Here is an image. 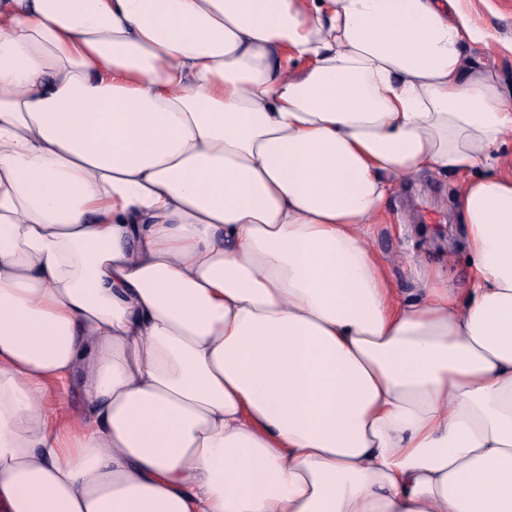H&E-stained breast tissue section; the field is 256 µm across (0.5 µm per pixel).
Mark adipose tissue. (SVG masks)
I'll return each instance as SVG.
<instances>
[{
	"instance_id": "1",
	"label": "adipose tissue",
	"mask_w": 512,
	"mask_h": 512,
	"mask_svg": "<svg viewBox=\"0 0 512 512\" xmlns=\"http://www.w3.org/2000/svg\"><path fill=\"white\" fill-rule=\"evenodd\" d=\"M461 2L0 0L5 512H512V94ZM424 169L470 271L406 300L370 229ZM51 409L70 414H81L86 401L78 380L54 387L49 398Z\"/></svg>"
}]
</instances>
